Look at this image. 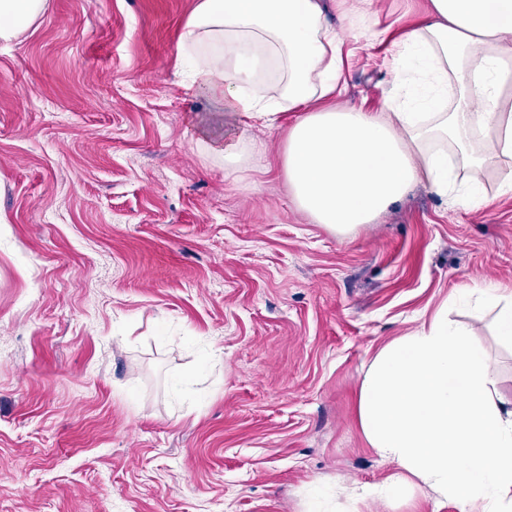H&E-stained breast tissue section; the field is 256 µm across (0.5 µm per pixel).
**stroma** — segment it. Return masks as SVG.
Wrapping results in <instances>:
<instances>
[{"label":"stroma","mask_w":512,"mask_h":512,"mask_svg":"<svg viewBox=\"0 0 512 512\" xmlns=\"http://www.w3.org/2000/svg\"><path fill=\"white\" fill-rule=\"evenodd\" d=\"M195 0H49L0 43V512H459L353 491L395 467L358 423L376 351L440 306L512 398V349L455 288L512 289V196L449 207L417 185L343 237L300 212L295 115L246 126L185 88ZM344 37L341 103L378 111L395 40L430 0H375ZM235 145L226 164L217 149Z\"/></svg>","instance_id":"35a3bbf8"}]
</instances>
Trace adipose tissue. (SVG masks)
Listing matches in <instances>:
<instances>
[{
	"label": "adipose tissue",
	"instance_id": "1",
	"mask_svg": "<svg viewBox=\"0 0 512 512\" xmlns=\"http://www.w3.org/2000/svg\"><path fill=\"white\" fill-rule=\"evenodd\" d=\"M430 3L427 21L396 44L400 76L377 112L338 102L343 42L324 0H196L179 50L195 54L198 90L252 123L296 112L283 153L293 201L347 236L424 181L447 204L482 207L492 162H505L498 192L512 195V0ZM47 5L0 0V42L19 40ZM271 68L268 98L256 79ZM456 296L492 309L512 347V292L465 286ZM497 384L488 351L444 307L382 346L360 384L358 421L396 471L371 495L390 502L424 486L460 512H512V403Z\"/></svg>",
	"mask_w": 512,
	"mask_h": 512
}]
</instances>
